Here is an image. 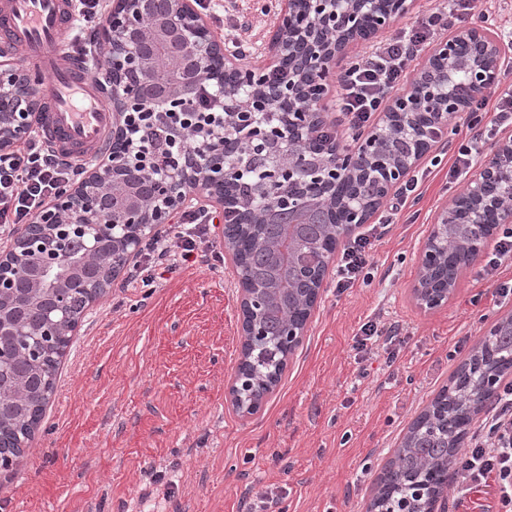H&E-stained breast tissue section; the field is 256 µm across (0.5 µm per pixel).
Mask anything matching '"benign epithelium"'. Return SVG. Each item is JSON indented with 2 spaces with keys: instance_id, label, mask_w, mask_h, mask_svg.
<instances>
[{
  "instance_id": "benign-epithelium-1",
  "label": "benign epithelium",
  "mask_w": 512,
  "mask_h": 512,
  "mask_svg": "<svg viewBox=\"0 0 512 512\" xmlns=\"http://www.w3.org/2000/svg\"><path fill=\"white\" fill-rule=\"evenodd\" d=\"M115 0L99 32L97 44L109 66L102 87L112 98V135L126 143L119 156L106 157L86 169L70 187L61 191L37 216L41 233L23 229L5 251L0 250V302L15 299L26 280L34 289L55 291L53 307L46 311L36 335L65 355L59 342L61 323L69 316L68 282L74 274L75 251L100 262L107 274L87 288L85 305L102 298L114 275L139 253L143 240L187 208L194 198L225 214L236 210L224 189L236 186L249 199H260L241 223L231 225L228 239L236 268L240 233L253 234L260 224L280 222L286 215L300 220L316 208L340 213L338 240L351 235L372 217L403 174L428 154L436 130L445 129L483 98L498 82L502 45L480 27L465 28L443 38L431 49L417 76L416 96L399 97L380 113L373 134L353 147L333 146L322 155L294 152L285 141L314 144L326 123L327 77L348 47L374 36L389 25L391 17L407 13L413 0H286L277 33L268 46L265 70H276L285 58L295 59L288 83L255 79L257 71L245 68L224 50L196 8L194 0ZM467 44L472 53L461 54ZM220 86L224 94V125L197 127L206 141L207 165L185 154L177 162H148L129 136L133 113L149 117L144 137L155 132L172 142L180 136L173 115L193 112L201 85ZM36 79L19 71L11 61H0V152H11L38 122L40 103ZM414 126L420 148L400 154L392 146L398 127ZM247 158L258 177L242 181L243 172L226 165L225 153ZM375 182V196L355 203L337 196L346 179ZM483 224L485 230L465 247L459 265L448 269V287L438 288L434 274L448 253V225ZM512 224V138L504 137L491 157L468 179L462 192L437 214L420 257L412 295L424 310L448 305L461 269L482 253L496 228ZM330 256L317 244L299 243L293 265L308 288L303 298L305 317L294 320L283 311L278 336L268 335L266 316L278 302L271 290L237 288L240 321V354L225 399L247 420L258 414L277 381L261 382L248 366L268 354L273 373L287 368L305 336L311 310L326 276ZM31 335L17 314L0 310V382L9 379L21 360L19 342ZM431 466L423 463L406 476L407 495L385 497L370 493L368 512H446L444 491L430 483Z\"/></svg>"
}]
</instances>
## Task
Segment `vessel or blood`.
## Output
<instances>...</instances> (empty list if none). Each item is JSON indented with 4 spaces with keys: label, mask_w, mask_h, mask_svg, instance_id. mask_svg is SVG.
<instances>
[{
    "label": "vessel or blood",
    "mask_w": 512,
    "mask_h": 512,
    "mask_svg": "<svg viewBox=\"0 0 512 512\" xmlns=\"http://www.w3.org/2000/svg\"><path fill=\"white\" fill-rule=\"evenodd\" d=\"M68 16L67 0H0V49L23 50L47 75L41 94L51 107L39 116L40 136L58 155L84 162L103 148L112 114L83 59L61 51Z\"/></svg>",
    "instance_id": "vessel-or-blood-1"
}]
</instances>
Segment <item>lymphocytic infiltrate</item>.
Here are the masks:
<instances>
[{
    "label": "lymphocytic infiltrate",
    "instance_id": "f902f5d3",
    "mask_svg": "<svg viewBox=\"0 0 512 512\" xmlns=\"http://www.w3.org/2000/svg\"><path fill=\"white\" fill-rule=\"evenodd\" d=\"M75 28L66 50L85 54V34L102 25L108 0H71ZM476 0H448V10L431 13L420 27L403 37L371 45L362 61L336 77L334 109L349 129L370 126L391 94L405 90L410 64L452 22L470 13ZM83 167L48 149L31 137L21 148L0 155V231L33 223L62 187L81 175ZM210 211L189 209L172 224L166 236L152 237L141 264L146 271L170 270L190 261L198 241L214 232ZM377 239L371 232L353 236L344 248L337 270L338 288L350 287L367 267ZM456 474L472 485L494 480L499 490L498 512H512V381L497 388L482 425L455 462Z\"/></svg>",
    "mask_w": 512,
    "mask_h": 512
}]
</instances>
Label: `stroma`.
<instances>
[{
  "label": "stroma",
  "instance_id": "35a3bbf8",
  "mask_svg": "<svg viewBox=\"0 0 512 512\" xmlns=\"http://www.w3.org/2000/svg\"><path fill=\"white\" fill-rule=\"evenodd\" d=\"M282 0H236L229 14L207 12L221 42L251 25L244 64H260ZM467 129L419 164L422 194L387 223L370 275L337 292L328 277L295 353L262 411L244 420L224 390L237 365L238 304L223 238L174 272L133 280L125 268L83 315L23 465L0 468V512H242L268 494L271 512H365L383 465L422 409L467 358L512 299V261L485 274L484 258L464 269L447 306L426 311L411 288L430 226L463 188L449 182V159ZM395 323L398 336L366 364L355 337L367 321ZM448 512H496L498 489L452 485Z\"/></svg>",
  "mask_w": 512,
  "mask_h": 512
}]
</instances>
